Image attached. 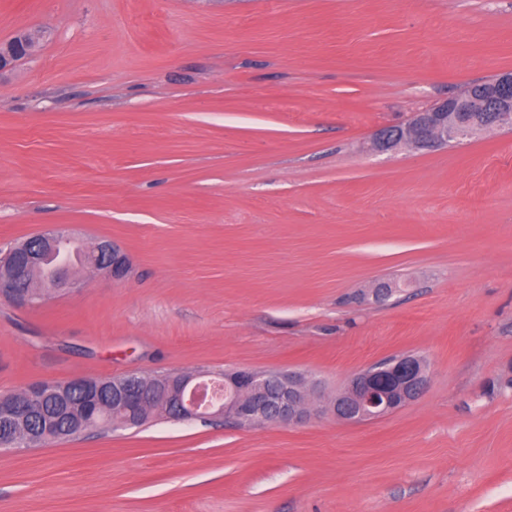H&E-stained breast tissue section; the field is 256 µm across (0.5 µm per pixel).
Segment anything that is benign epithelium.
I'll list each match as a JSON object with an SVG mask.
<instances>
[{"mask_svg":"<svg viewBox=\"0 0 512 512\" xmlns=\"http://www.w3.org/2000/svg\"><path fill=\"white\" fill-rule=\"evenodd\" d=\"M31 49L27 33L11 48H0V73L12 68ZM512 128V72H504L490 88L467 86L451 97L415 114L404 129L392 134L379 130L369 141L373 153L416 152L458 142L474 134ZM36 246L27 239L0 257V298L17 305H30L29 289L34 287L35 275L48 256L57 258L56 268L46 284L48 288L64 290L72 286L70 265L62 245L73 239L61 231L34 236ZM86 264L103 267L114 279L126 277L130 262L120 246L101 239L84 248ZM396 286L379 282L368 290L376 303L388 301ZM206 382L220 385L223 396L217 404L200 405L195 392ZM428 385L427 369L416 356L401 355L374 364L356 373L347 386L336 393L328 407L336 418L360 423L390 414L417 399ZM78 388L83 402L70 401L73 389ZM108 394L112 409L121 417L112 418L115 429L142 425L144 412L158 407L164 416L175 421H192L224 416L248 425L269 423H298L312 414L311 397L317 389L307 377L297 372H256L236 370L217 376L208 373L180 372L163 376H144L136 373L112 378L77 377L64 381H46L29 388L24 399L0 408V420L13 426L31 421L40 424L48 433L58 421L67 416L74 426L84 427L87 418L101 406Z\"/></svg>","mask_w":512,"mask_h":512,"instance_id":"obj_1","label":"benign epithelium"}]
</instances>
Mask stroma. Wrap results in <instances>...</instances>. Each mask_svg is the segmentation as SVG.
<instances>
[{
  "instance_id": "stroma-1",
  "label": "stroma",
  "mask_w": 512,
  "mask_h": 512,
  "mask_svg": "<svg viewBox=\"0 0 512 512\" xmlns=\"http://www.w3.org/2000/svg\"><path fill=\"white\" fill-rule=\"evenodd\" d=\"M0 253L55 227L129 256L0 299V395L45 380L397 355L375 420L158 419L0 449V512H512V131L361 145L512 71V0H0ZM377 280L387 303L358 301ZM21 41H16L12 48H0V73L11 69L16 62L24 58L31 49V43L26 32H21Z\"/></svg>"
}]
</instances>
